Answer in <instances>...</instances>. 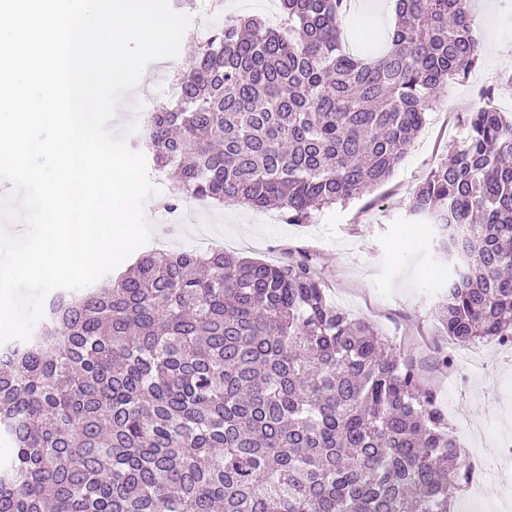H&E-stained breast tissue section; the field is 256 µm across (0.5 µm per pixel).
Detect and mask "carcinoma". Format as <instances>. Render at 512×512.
I'll return each instance as SVG.
<instances>
[{
	"mask_svg": "<svg viewBox=\"0 0 512 512\" xmlns=\"http://www.w3.org/2000/svg\"><path fill=\"white\" fill-rule=\"evenodd\" d=\"M284 31L224 25L138 148L185 198L289 224L385 181L429 98L477 64L468 0H398L391 47L341 49L345 0H282ZM413 194L456 259L436 311L512 344V115L482 104ZM0 512H450L470 461L435 393L311 255L153 252L52 293L0 344Z\"/></svg>",
	"mask_w": 512,
	"mask_h": 512,
	"instance_id": "obj_1",
	"label": "carcinoma"
}]
</instances>
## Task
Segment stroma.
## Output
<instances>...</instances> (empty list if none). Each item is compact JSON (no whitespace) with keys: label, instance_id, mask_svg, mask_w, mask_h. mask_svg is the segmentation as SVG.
Here are the masks:
<instances>
[{"label":"stroma","instance_id":"obj_1","mask_svg":"<svg viewBox=\"0 0 512 512\" xmlns=\"http://www.w3.org/2000/svg\"><path fill=\"white\" fill-rule=\"evenodd\" d=\"M476 34L512 44V0H470ZM281 0H224L223 12L191 9L185 56H192L203 33L230 20L255 15L276 26ZM397 0H347L340 16L341 41L353 54L378 56L390 46ZM176 60L150 63L133 93L118 110L117 124L143 121L168 106L167 82ZM493 88V107L512 113V62L482 54L466 78L450 81L427 110V122L391 176L366 194L323 209L311 223H286L277 210L244 204L179 206L168 212L171 178L151 172L159 195L146 205L152 225L148 249L161 253L223 247L241 257L279 262L283 249L316 254L328 301L352 316L370 319L401 353L413 359L448 416L463 451H475L491 466L512 462V346L486 341L460 346L440 334L435 311L452 272L430 224L411 215L408 203L429 172L462 136L459 113ZM450 365L438 372L435 360ZM451 512H512V466L482 484L478 497L459 490Z\"/></svg>","mask_w":512,"mask_h":512}]
</instances>
